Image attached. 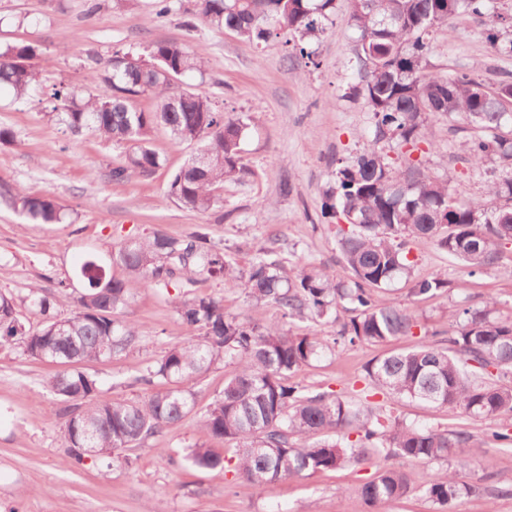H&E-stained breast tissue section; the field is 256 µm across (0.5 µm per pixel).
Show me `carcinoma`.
I'll return each instance as SVG.
<instances>
[{
  "label": "carcinoma",
  "instance_id": "carcinoma-1",
  "mask_svg": "<svg viewBox=\"0 0 512 512\" xmlns=\"http://www.w3.org/2000/svg\"><path fill=\"white\" fill-rule=\"evenodd\" d=\"M196 2L186 28H195L199 18L256 46L281 35L315 67L319 63L304 43L323 34L336 15V0ZM464 13L489 16L491 48L512 53V37L503 38L504 17L495 13L491 0H349L348 23L358 33L357 57L364 71L362 85L350 87V94L365 100L374 126L363 152L336 161L322 204L325 217L336 220L339 259L349 279L301 262L288 269L273 251L257 257L244 277L223 249L207 245L205 233L177 238L156 230L126 239L112 253L122 277H107L97 260H86L81 274L87 286L74 297L67 317L55 313L56 301L32 288L26 301L40 322L30 327L15 296L0 292V348L18 345L37 360L63 366L49 386L67 404L64 439L72 462L83 463L91 451L130 464L128 451L195 413L189 383L227 359L235 364L234 374L202 413L199 426L238 448L229 458L206 446L190 448L185 460L194 468L231 464L259 493L269 494L289 477L371 457L438 462L457 454L463 467H491L464 430L407 424L367 401L312 395L291 381L339 345L383 344L412 334L417 326L413 312L376 298L397 279L411 276L408 240H436L471 274L498 265L502 247L512 243V81L492 88L472 70L439 75L430 62L434 33ZM36 57L30 43L0 48V87L19 98L27 95L38 83ZM193 73L204 74L199 47L162 40L144 56L117 51L103 68L105 93L80 96L55 87L52 98L58 105L47 116L73 133L88 130L125 146L124 162L111 171L117 182L132 174L150 176L164 165L151 146L158 127L179 144L199 145L197 154L172 174L167 195L205 213L223 205L225 181L246 173L241 153L247 123L224 117L207 96L182 88V79ZM144 96L155 99L153 108L141 106ZM432 116L463 122L457 130L467 133L461 147L468 162L507 171L488 185L485 198L451 190L412 158ZM389 140L402 148L395 159L379 147ZM202 155L207 162L197 160ZM6 193L32 224L68 219L51 195L22 189ZM210 279L242 285L253 303L275 304L291 322L324 321L336 325V332L294 334L279 324L229 316L222 300L195 290ZM175 280L191 294L178 307L187 339L167 348L143 376L147 385L163 384L142 400L100 397L97 380L80 364L137 347V327L122 318L130 284L167 288ZM446 287L448 281L435 276L415 281L411 292L424 299ZM450 317L455 330L446 341L424 340L371 361L365 367L367 390L458 409L473 419L512 413V385L505 383L512 379V317L495 316L489 305L464 304ZM411 486L407 472L385 467L357 493L368 504L397 501ZM463 491L454 471L446 468L433 474L424 494L447 509Z\"/></svg>",
  "mask_w": 512,
  "mask_h": 512
}]
</instances>
